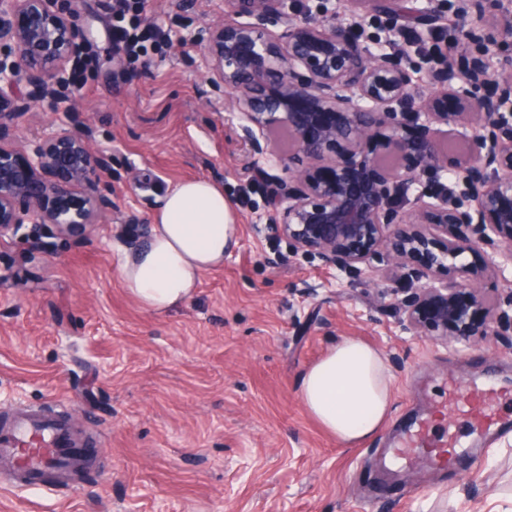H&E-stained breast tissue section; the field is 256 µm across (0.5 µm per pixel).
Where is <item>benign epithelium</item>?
I'll return each instance as SVG.
<instances>
[{"mask_svg": "<svg viewBox=\"0 0 512 512\" xmlns=\"http://www.w3.org/2000/svg\"><path fill=\"white\" fill-rule=\"evenodd\" d=\"M61 0H0V133L17 113L3 89L29 73L48 87L67 81L78 43ZM235 19L209 27L203 53L228 104L247 123L253 151L287 175L272 202V229L296 253L312 255L337 281L382 266L384 297L401 330L430 329L464 346L477 334L512 350V293L489 301L467 254L512 280V74L495 71L484 37L458 31L453 51L447 10L475 11L504 33L512 13L499 0H454L448 9L404 10L401 0H338L336 17L318 18L306 0H227ZM388 21L382 40L362 31V14ZM282 26L280 33L268 30ZM423 50L416 66L411 49ZM443 90L425 94L419 83ZM288 133V152L271 131ZM341 148L331 162L326 153ZM413 157L411 168L384 165ZM104 173L102 158L76 131L40 140L24 167L0 145V238L24 224L72 233L103 216L93 202L68 205L76 182ZM447 273L444 281L438 278Z\"/></svg>", "mask_w": 512, "mask_h": 512, "instance_id": "1", "label": "benign epithelium"}]
</instances>
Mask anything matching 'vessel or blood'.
<instances>
[{
    "instance_id": "obj_1",
    "label": "vessel or blood",
    "mask_w": 512,
    "mask_h": 512,
    "mask_svg": "<svg viewBox=\"0 0 512 512\" xmlns=\"http://www.w3.org/2000/svg\"><path fill=\"white\" fill-rule=\"evenodd\" d=\"M500 394L491 381L453 383L448 387V404L457 415L470 417L473 428L496 433L512 426V420L497 417L493 411ZM462 448L455 427L436 436L431 420L425 419L403 435L392 458L406 465L425 450L434 464L445 467L457 464ZM86 462V448L61 417L27 409L0 426V468L8 470L11 486L59 493L69 488L71 477L82 471Z\"/></svg>"
}]
</instances>
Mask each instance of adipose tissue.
I'll return each instance as SVG.
<instances>
[{
    "label": "adipose tissue",
    "mask_w": 512,
    "mask_h": 512,
    "mask_svg": "<svg viewBox=\"0 0 512 512\" xmlns=\"http://www.w3.org/2000/svg\"><path fill=\"white\" fill-rule=\"evenodd\" d=\"M234 234L223 190L205 179L183 181L155 214L145 245L122 258L120 275L143 308L167 311L193 297L204 273L223 266ZM392 387L382 354L345 338L302 374L299 397L318 424L350 448L380 431Z\"/></svg>",
    "instance_id": "ef3b65f1"
}]
</instances>
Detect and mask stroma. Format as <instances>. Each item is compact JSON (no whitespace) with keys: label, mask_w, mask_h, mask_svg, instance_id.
<instances>
[{"label":"stroma","mask_w":512,"mask_h":512,"mask_svg":"<svg viewBox=\"0 0 512 512\" xmlns=\"http://www.w3.org/2000/svg\"><path fill=\"white\" fill-rule=\"evenodd\" d=\"M225 0H148L158 41L116 67L112 0H81L80 77L33 103L0 145L25 163L33 145L85 114L101 179L76 200H105V223L55 236L45 250L0 239V419L25 405L63 415L81 433L87 468L66 495L1 490L0 512H512V433L458 427L468 470L379 459L434 416L449 379L492 375L495 412L512 416V350L401 334L369 273L331 283L321 261L293 255L271 230L272 179L253 181L255 154L197 46ZM224 190L237 226L222 268L165 313L145 310L119 274L178 183ZM366 342L394 375L392 410L372 438L339 446L305 410L301 374L342 338Z\"/></svg>","instance_id":"1"}]
</instances>
